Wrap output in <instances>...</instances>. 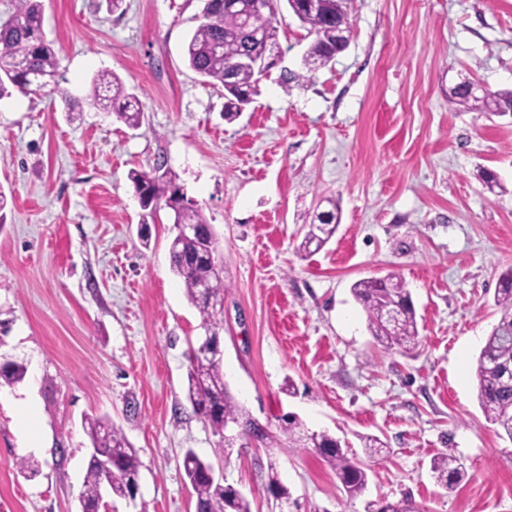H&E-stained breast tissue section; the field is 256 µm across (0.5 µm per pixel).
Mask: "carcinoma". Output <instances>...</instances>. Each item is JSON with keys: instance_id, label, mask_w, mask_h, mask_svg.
Listing matches in <instances>:
<instances>
[{"instance_id": "obj_1", "label": "carcinoma", "mask_w": 512, "mask_h": 512, "mask_svg": "<svg viewBox=\"0 0 512 512\" xmlns=\"http://www.w3.org/2000/svg\"><path fill=\"white\" fill-rule=\"evenodd\" d=\"M336 0H324L317 13L305 12L299 21L314 35L304 62L313 73L322 63L341 52L340 34L351 28L350 15L336 12ZM282 13L269 9L251 15V27L278 39ZM247 41L241 18L236 12H224V0H210L205 5L203 21L187 42L185 55L188 66L206 82L224 89V119L233 120L242 107L257 94L254 72L235 66L246 50ZM59 57L53 42L43 31V0H13L7 19L0 21V98L17 90L22 94L39 93L49 86H58L56 77ZM456 103L471 110H486L489 102L470 96L464 89L450 92ZM87 99L95 108L112 113L126 127L137 130L142 125L143 110L138 97L129 92L122 79L112 72L93 77ZM144 217L167 209L175 224H196L199 233L193 238L176 242L169 249L172 270L181 279L187 299L200 316L202 328L212 336V347L224 328V278L209 259L217 251L211 224L201 207L194 203L176 208L169 201L180 195L183 188L176 176L157 165L149 171L130 173ZM330 220L314 218L301 243L302 248H322L336 233L339 216L329 210ZM209 284V295L202 294L199 285ZM355 299L364 307L369 328L387 348L410 349L418 344L419 332L410 293L403 280L395 275L383 279L367 278L351 288ZM498 320L488 334L477 358L476 378L478 400L485 418L497 425L512 441V269L501 274L494 296ZM187 396L195 411L205 418L214 435L224 440L222 451L228 454L236 440L224 439V426L238 423L262 443L269 439L265 431L255 426L243 407L232 397L224 383L220 361L199 346L188 356ZM27 367L15 361L0 365V386H13L23 381ZM282 431L292 443L313 448L336 472L344 493L355 498L368 483L366 470L341 441L326 432H309L294 415L284 417ZM85 432L94 448L112 463V471L102 468L99 457H88L81 500L89 508L98 504L104 485H110L111 496L128 497L129 481L139 477L141 462L122 432L105 417L85 419ZM213 466L191 450L183 457V470L195 497V512H251L250 501L229 483L213 480ZM433 477L440 485L453 488L462 477L456 460L438 456L431 462ZM259 494L272 503L288 499L291 492L279 478L275 462L267 464V474L261 480Z\"/></svg>"}]
</instances>
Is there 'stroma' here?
Masks as SVG:
<instances>
[{
    "mask_svg": "<svg viewBox=\"0 0 512 512\" xmlns=\"http://www.w3.org/2000/svg\"><path fill=\"white\" fill-rule=\"evenodd\" d=\"M203 6L125 0L112 14L105 0H44L60 91L0 99V187L13 196L0 226V360L27 367L0 387V512H80L92 415L141 461L136 502L111 500L112 512H194L189 450L252 512H271L257 493L271 458L298 512L405 500L416 512H512V440L486 420L475 374L512 268V118L448 97L462 77L512 90V0H351L348 48L311 74L313 37L284 15L278 66L231 122L222 88L183 54ZM100 71L140 99L139 129L89 105ZM159 164L213 226L227 287L221 368L274 448L241 440L223 455L186 396L201 317L170 266L167 211L141 237L129 180ZM489 170L504 192H489ZM331 202L335 235L301 251ZM388 274L411 293L410 350L385 349L351 293ZM289 413L366 460L360 496L314 449L286 447ZM366 435L387 452L367 459ZM441 455L462 468L454 488L431 474ZM22 457L36 475L21 473Z\"/></svg>",
    "mask_w": 512,
    "mask_h": 512,
    "instance_id": "35a3bbf8",
    "label": "stroma"
}]
</instances>
